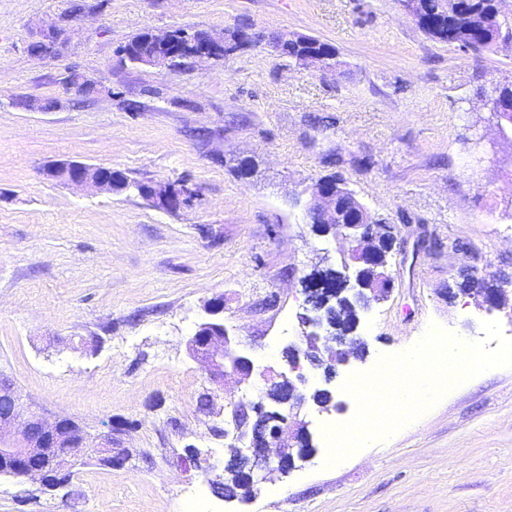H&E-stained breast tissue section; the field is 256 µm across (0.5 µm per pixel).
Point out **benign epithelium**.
<instances>
[{"label": "benign epithelium", "instance_id": "7a95c632", "mask_svg": "<svg viewBox=\"0 0 512 512\" xmlns=\"http://www.w3.org/2000/svg\"><path fill=\"white\" fill-rule=\"evenodd\" d=\"M61 28L54 22L43 24L37 32L39 43L48 46L42 52L29 46V54L43 58L56 51ZM156 52L138 61L154 68H168L179 54L195 60H221L239 47L254 40L251 32L243 30L228 43L224 36L210 33L202 42L187 39L177 42L173 33H149ZM113 169L76 161H55L45 168L46 176L60 184L77 188H94L109 194L116 192ZM147 199L164 211L174 212L185 206L196 191L183 182L150 184L145 190ZM308 196L305 213L322 218L328 232L338 240L342 255L341 269L309 274L303 283L311 292V308L300 315L301 344H290L283 350L282 370L276 374L277 383L287 391L284 400H273L267 390L257 399L233 403L230 456L224 467L244 465L250 491L242 493L236 487L223 489L227 500L246 499L255 493V468L270 459V449H277V470L284 476L294 468L296 461L310 458L297 451L300 437L310 438L308 424L299 419L300 410L313 404L322 412L336 409L333 394L328 389H307L308 378L302 361L314 368H325L330 375L335 365L349 363L350 356L365 350L362 337L354 333L344 339L321 333L313 313L336 301V306L348 310L359 328L362 314L371 305L386 298L393 288L389 273V256L397 240L398 230L393 225L380 223L369 208L346 188L336 182L313 183L303 189ZM504 286L488 285L476 289L483 304L490 309L500 307L499 295ZM222 303L215 302L205 309L207 317L195 326L187 339L189 355L196 360L212 380L224 379V370L230 369L239 381L248 384L254 372L253 361L239 348L236 336L219 318ZM0 395L10 400L11 410L0 416V459L8 457L14 465L8 468L16 474L32 455L44 457V464L27 475L47 491L65 488L70 483L71 469L95 459L110 468L122 464L112 455V431L96 436L79 423L67 418L47 419L24 403L13 384L0 377Z\"/></svg>", "mask_w": 512, "mask_h": 512}]
</instances>
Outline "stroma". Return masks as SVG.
Instances as JSON below:
<instances>
[{
  "label": "stroma",
  "instance_id": "obj_1",
  "mask_svg": "<svg viewBox=\"0 0 512 512\" xmlns=\"http://www.w3.org/2000/svg\"><path fill=\"white\" fill-rule=\"evenodd\" d=\"M0 0V373L33 409L90 433L113 426L124 467L89 463L44 494L0 476V512H512V367L447 391L392 437L326 466L322 429L357 410L342 385L429 324L477 341L512 303L489 310L459 290L471 269L512 284V133L480 99L512 81V41L475 54L426 34L399 0ZM40 21L55 54L31 57ZM309 35L332 44L337 75L303 68L263 41L221 61L156 69L124 62L144 31ZM94 82L80 99L71 77ZM55 101L49 111L22 100ZM107 166L145 183L188 181L175 212L135 192L46 179L49 161ZM249 175H241L242 163ZM337 173L399 234L395 288L359 332L363 358L337 367L343 411L306 406L316 455L281 476L256 473L238 505L212 491L228 458L217 434L233 401L254 397L298 342L303 275L339 267V245L305 222L296 192ZM254 363L251 384L212 383L186 341L213 301ZM98 336L97 351L79 341ZM211 471L185 470L187 446ZM61 35V28L55 22H48L42 24L39 31L37 32L36 38L33 41L39 40L37 46L29 45V54L34 57L43 58L53 54L56 51V47ZM46 43L48 46L47 52L43 53L38 49V45Z\"/></svg>",
  "mask_w": 512,
  "mask_h": 512
}]
</instances>
